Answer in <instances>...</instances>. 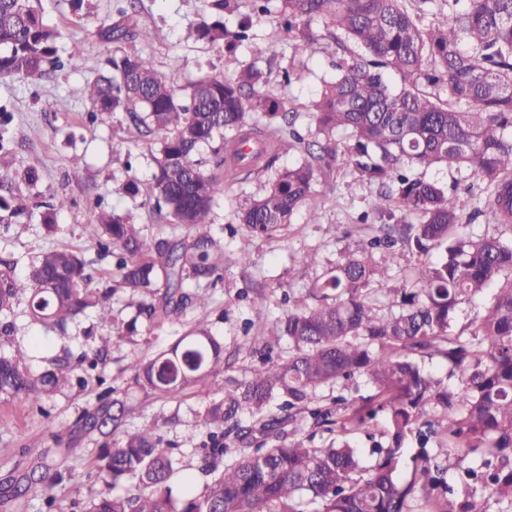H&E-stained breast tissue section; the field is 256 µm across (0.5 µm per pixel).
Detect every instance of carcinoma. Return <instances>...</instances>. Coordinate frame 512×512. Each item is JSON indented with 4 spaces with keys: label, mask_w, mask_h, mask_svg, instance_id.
Listing matches in <instances>:
<instances>
[{
    "label": "carcinoma",
    "mask_w": 512,
    "mask_h": 512,
    "mask_svg": "<svg viewBox=\"0 0 512 512\" xmlns=\"http://www.w3.org/2000/svg\"><path fill=\"white\" fill-rule=\"evenodd\" d=\"M278 3L275 37L261 53L278 56L281 44L293 50L283 68V87L304 78L302 58L324 51L323 37L310 27L325 20L336 42L360 47L336 63L337 74L307 105L321 139L303 142L294 126L298 113L270 92L267 75L255 64L226 79L211 73L176 85L152 59L134 50L107 61V73L75 86L91 120L114 117L154 145L155 165L148 201L171 227V235L147 240L129 209L100 210L92 234L98 259L112 258L109 288H90L94 261L66 247L32 256L25 272L9 263L0 270V342L18 330L17 308L31 321L63 339L89 309L98 312L106 333L93 337L78 355L64 348L41 370L28 364L27 350L0 351V398L42 410V403L97 374L111 341L137 332L144 319L152 328L179 322L195 313L188 329L167 351L131 368L136 380L162 396L186 389L207 400L202 424L208 431L200 448L206 476L201 489L179 473L174 449L150 428L130 430L126 406L105 389L99 404L79 418L104 441L90 462V475L107 484L128 485L125 492H89L80 512H408L415 494L428 512H487L484 494L463 497L443 477L440 458L448 449L474 459L466 469L473 484L512 506V240L473 237L461 232L458 197L436 182L410 174L433 167L470 169L485 185L477 211L512 228V0H250L252 11L269 13ZM209 15L188 37L232 51L253 40V18L240 12L239 0H205ZM121 19L104 27L101 37L118 46L150 37L135 17V3L118 8ZM238 17L230 31L224 16ZM432 15L431 24L424 19ZM83 49L75 45L59 57L57 34L46 22L41 0H0V78L36 82L45 66L77 70ZM401 76L392 87L387 74ZM433 88L425 92L419 86ZM304 144L307 157L276 173L266 191L237 213L250 236H270L292 223L304 209L319 219L323 201L317 174L338 155L357 176L378 187L370 203L376 214L398 216L383 235L360 251L342 252L334 274L312 290V302L265 321L264 341L246 354H260L249 374L230 387L212 379L222 345L210 328L211 285L224 279V246L211 214L224 185L271 167L288 138ZM208 145L212 161L198 158ZM213 164V169L206 168ZM35 172L19 179L0 174V223L9 224L25 209L21 183L34 185ZM55 196L42 224L57 231L54 216L68 206ZM418 256L434 251L436 262H421L410 278L389 289L399 310L380 314L368 287L378 268L373 251L396 261L400 250ZM138 297L135 317L121 329L107 305L116 287ZM494 288L490 304L472 323L467 337L452 333L457 305ZM286 339L288 362L273 361ZM444 357L460 373L456 386L424 374L418 358ZM365 376L374 393L352 406L343 396L318 403V392ZM278 402V412L270 410ZM441 409L434 422L421 421L425 407ZM310 418L343 438L315 447L288 437L285 426ZM383 417L385 442L377 441V462L361 473L350 437ZM419 441L413 479L397 481L395 472L409 436ZM438 447L429 448L430 439ZM65 473H33L9 489L24 505L32 485H42L41 512H57L53 489Z\"/></svg>",
    "instance_id": "carcinoma-1"
}]
</instances>
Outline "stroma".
<instances>
[{
	"label": "stroma",
	"mask_w": 512,
	"mask_h": 512,
	"mask_svg": "<svg viewBox=\"0 0 512 512\" xmlns=\"http://www.w3.org/2000/svg\"><path fill=\"white\" fill-rule=\"evenodd\" d=\"M88 13L75 15L69 0H42L47 22L58 32L61 52L73 45L84 49L80 69L48 70L46 76L31 83L21 79H0V107L5 108L11 122L8 152H0V171L21 173L36 170V186L27 188V209L7 231L0 233V260L25 266L31 256L43 249L67 246L84 251L96 262L103 276L98 286L109 284L106 272L111 259H98L97 245L90 236L94 220V201L108 206L125 205L121 183L126 173L125 156H133L132 172L142 190H149L153 171L149 140L129 134L125 124L113 120L102 124L90 122L87 109L74 98V86L94 79L102 73L113 45L100 36L101 25L116 20L117 0H85ZM203 0H137L136 9L142 23L152 31L150 41L137 43L138 51L152 58L156 68L175 84L209 71L233 76L243 66L258 61L257 49L274 33L279 15L271 12L254 21L253 42L226 54L203 42L186 40L187 29L196 24L202 13ZM278 69L269 75L271 89H282L290 107L298 112L296 129L309 136L314 124L306 110L323 81L331 79V53L307 60L309 73L291 87L280 88V70L288 66L290 47H283ZM51 101L52 111L42 109L43 101ZM302 145L282 150L273 170L261 171L227 184L224 196L215 206V224L222 228L225 271L223 282L212 290L215 320L211 331L223 345V358L214 368L215 381L241 380L253 363L242 346L246 339L256 338V331H245L246 319L252 318L251 301L266 299L264 316L275 319L287 312L290 304L305 301L306 291L322 280L334 267L341 251H354L366 246L378 234L381 220L368 215V203L375 193L373 186L359 180L344 158L318 174L316 189L325 199L318 223L307 220L305 212L295 214L288 228L266 237H248L245 228L227 232L236 213L247 200L263 193L273 176L281 169L301 161ZM424 178L455 189L463 213L478 204L484 186L469 170L428 169ZM66 193L67 208L57 212L55 221L60 231L46 235L42 216L54 192ZM368 223H361V215ZM319 256L317 264L303 261L306 253ZM19 331L14 342L27 348L32 368H40L45 358L56 354L60 343L55 335H43L40 326L18 317ZM184 331L182 323L173 322L151 331L114 339L99 373L114 388L116 397L128 409L127 425L132 429L156 428L165 442L176 448L182 473L197 475L200 459L197 450L205 438L198 417L205 406L203 399L184 390L157 397L136 383L131 365L134 361L169 349ZM97 384L73 386L56 393L46 403L47 415L28 412L13 401L0 400V492L24 475L53 466L66 472L58 486L59 512H71L72 489L84 481L88 465L102 441L99 432L83 430L78 419L85 410L97 405ZM62 432L69 443L61 452L53 434Z\"/></svg>",
	"instance_id": "stroma-1"
}]
</instances>
